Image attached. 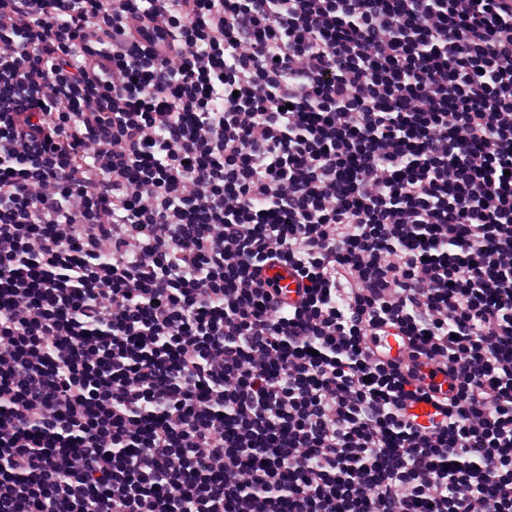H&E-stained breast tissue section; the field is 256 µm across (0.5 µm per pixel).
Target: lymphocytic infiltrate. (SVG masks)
<instances>
[{
	"instance_id": "f902f5d3",
	"label": "lymphocytic infiltrate",
	"mask_w": 512,
	"mask_h": 512,
	"mask_svg": "<svg viewBox=\"0 0 512 512\" xmlns=\"http://www.w3.org/2000/svg\"><path fill=\"white\" fill-rule=\"evenodd\" d=\"M0 512H512V0H0ZM264 276L277 281L279 287L283 288L288 303L294 304L301 299L303 283L289 269L288 271L282 268L269 269L264 272ZM391 335L389 336H375L374 342L371 343L373 351L372 357L375 359L383 360L385 362H400L407 358V336H393L395 330H388ZM406 346L402 345V339Z\"/></svg>"
}]
</instances>
